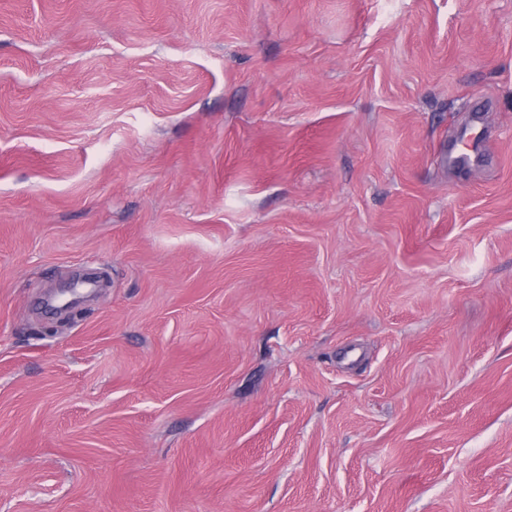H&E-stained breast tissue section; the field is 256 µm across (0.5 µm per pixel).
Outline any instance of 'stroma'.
Here are the masks:
<instances>
[{"mask_svg": "<svg viewBox=\"0 0 512 512\" xmlns=\"http://www.w3.org/2000/svg\"><path fill=\"white\" fill-rule=\"evenodd\" d=\"M0 512H512V0H0Z\"/></svg>", "mask_w": 512, "mask_h": 512, "instance_id": "1", "label": "stroma"}]
</instances>
